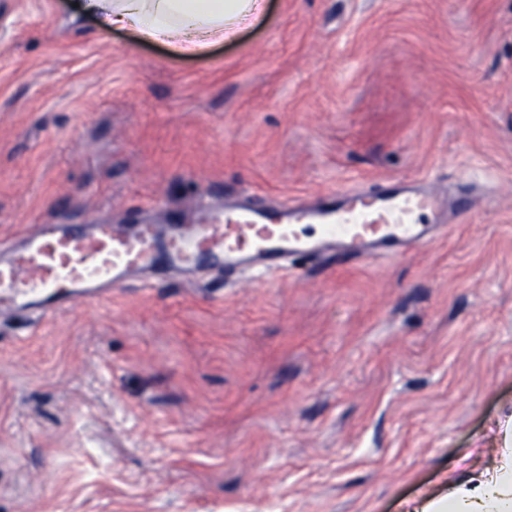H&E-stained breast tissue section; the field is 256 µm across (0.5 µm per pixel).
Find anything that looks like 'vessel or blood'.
Here are the masks:
<instances>
[{
    "instance_id": "vessel-or-blood-1",
    "label": "vessel or blood",
    "mask_w": 512,
    "mask_h": 512,
    "mask_svg": "<svg viewBox=\"0 0 512 512\" xmlns=\"http://www.w3.org/2000/svg\"><path fill=\"white\" fill-rule=\"evenodd\" d=\"M476 201L405 181L375 191L336 189L274 209L244 201L201 224H40L22 251L0 258V311L59 312L97 300L132 274L206 265L258 276L297 255L393 259L433 239Z\"/></svg>"
}]
</instances>
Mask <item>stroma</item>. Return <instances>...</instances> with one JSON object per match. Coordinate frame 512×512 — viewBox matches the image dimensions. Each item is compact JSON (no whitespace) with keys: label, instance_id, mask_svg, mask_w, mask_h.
<instances>
[{"label":"stroma","instance_id":"1","mask_svg":"<svg viewBox=\"0 0 512 512\" xmlns=\"http://www.w3.org/2000/svg\"><path fill=\"white\" fill-rule=\"evenodd\" d=\"M0 0V243L476 184L405 255L0 313V512H404L512 411V0H265L195 56Z\"/></svg>","mask_w":512,"mask_h":512}]
</instances>
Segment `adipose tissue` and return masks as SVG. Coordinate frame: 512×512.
<instances>
[{
	"mask_svg": "<svg viewBox=\"0 0 512 512\" xmlns=\"http://www.w3.org/2000/svg\"><path fill=\"white\" fill-rule=\"evenodd\" d=\"M101 32L124 29L139 40L160 41L195 54L234 38L258 16L263 0H81ZM502 444L442 489L409 504L407 512H512V416L498 419Z\"/></svg>",
	"mask_w": 512,
	"mask_h": 512,
	"instance_id": "1",
	"label": "adipose tissue"
}]
</instances>
